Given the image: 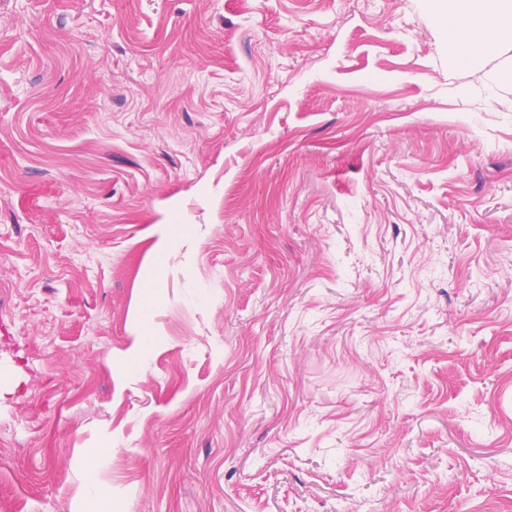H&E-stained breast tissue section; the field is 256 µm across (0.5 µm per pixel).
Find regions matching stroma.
I'll return each instance as SVG.
<instances>
[{"mask_svg": "<svg viewBox=\"0 0 512 512\" xmlns=\"http://www.w3.org/2000/svg\"><path fill=\"white\" fill-rule=\"evenodd\" d=\"M500 64L424 0H0V512L107 444L124 512L512 505Z\"/></svg>", "mask_w": 512, "mask_h": 512, "instance_id": "1", "label": "stroma"}]
</instances>
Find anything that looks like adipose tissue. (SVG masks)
I'll use <instances>...</instances> for the list:
<instances>
[{
	"mask_svg": "<svg viewBox=\"0 0 512 512\" xmlns=\"http://www.w3.org/2000/svg\"><path fill=\"white\" fill-rule=\"evenodd\" d=\"M439 18L448 20V41L457 59L476 69L487 51L512 53V0H433ZM111 448H95L80 461L85 512H112V494L97 479Z\"/></svg>",
	"mask_w": 512,
	"mask_h": 512,
	"instance_id": "1",
	"label": "adipose tissue"
}]
</instances>
